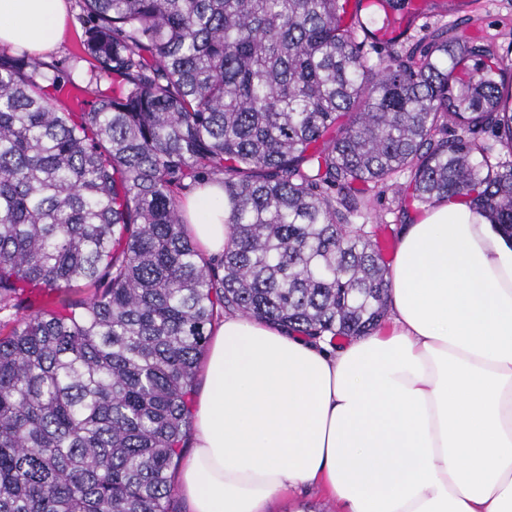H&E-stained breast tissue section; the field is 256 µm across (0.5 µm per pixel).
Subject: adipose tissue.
Returning <instances> with one entry per match:
<instances>
[{
	"instance_id": "adipose-tissue-1",
	"label": "adipose tissue",
	"mask_w": 512,
	"mask_h": 512,
	"mask_svg": "<svg viewBox=\"0 0 512 512\" xmlns=\"http://www.w3.org/2000/svg\"><path fill=\"white\" fill-rule=\"evenodd\" d=\"M66 0H0V48L64 38ZM188 229L230 242L224 192L197 188ZM388 316L336 346L228 314L191 407L178 491L190 512H273L320 486L343 512H512V240L468 199L417 209L389 269Z\"/></svg>"
}]
</instances>
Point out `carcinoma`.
I'll list each match as a JSON object with an SVG mask.
<instances>
[{"label":"carcinoma","instance_id":"cac0c4a2","mask_svg":"<svg viewBox=\"0 0 512 512\" xmlns=\"http://www.w3.org/2000/svg\"><path fill=\"white\" fill-rule=\"evenodd\" d=\"M112 81L0 49V512H169L215 322L372 333L387 306L364 188L454 196L512 237V63L438 27L382 54L413 0H79ZM209 182L230 246L204 259L181 195ZM92 289L61 308L29 289ZM90 69L91 65L88 62L80 61L77 63L75 70H73L74 79L79 84L80 89L84 90L87 94L83 110H75L69 99L66 98L61 91L57 94V101L55 103V106L59 112H89L95 105V101L98 95L97 91L104 90L110 86V83L107 81H101V84H98V86H96L95 82L88 83Z\"/></svg>","mask_w":512,"mask_h":512}]
</instances>
